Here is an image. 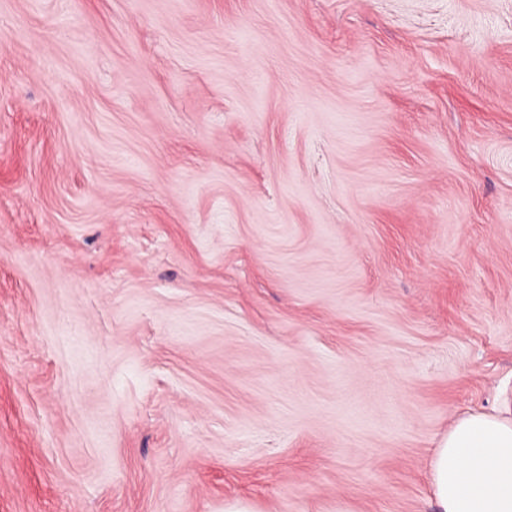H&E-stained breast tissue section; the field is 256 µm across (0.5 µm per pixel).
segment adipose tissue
<instances>
[{"instance_id": "1", "label": "adipose tissue", "mask_w": 512, "mask_h": 512, "mask_svg": "<svg viewBox=\"0 0 512 512\" xmlns=\"http://www.w3.org/2000/svg\"><path fill=\"white\" fill-rule=\"evenodd\" d=\"M437 512H512V393L457 418L429 462Z\"/></svg>"}]
</instances>
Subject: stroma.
<instances>
[{
  "instance_id": "stroma-1",
  "label": "stroma",
  "mask_w": 512,
  "mask_h": 512,
  "mask_svg": "<svg viewBox=\"0 0 512 512\" xmlns=\"http://www.w3.org/2000/svg\"><path fill=\"white\" fill-rule=\"evenodd\" d=\"M512 380V0H0V512H435Z\"/></svg>"
}]
</instances>
